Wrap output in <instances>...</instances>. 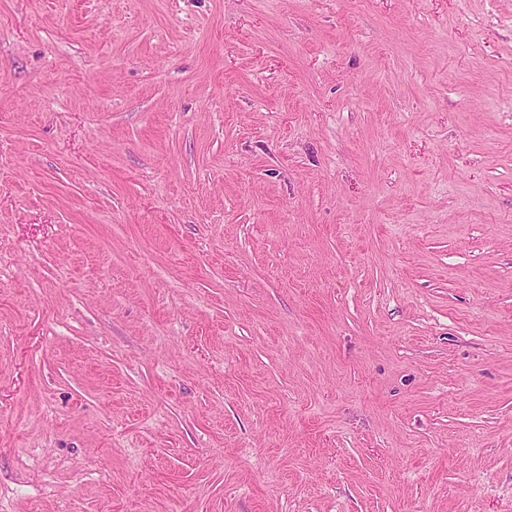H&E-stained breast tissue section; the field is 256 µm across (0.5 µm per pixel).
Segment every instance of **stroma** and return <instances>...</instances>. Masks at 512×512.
Segmentation results:
<instances>
[{
	"label": "stroma",
	"instance_id": "stroma-1",
	"mask_svg": "<svg viewBox=\"0 0 512 512\" xmlns=\"http://www.w3.org/2000/svg\"><path fill=\"white\" fill-rule=\"evenodd\" d=\"M0 512H512V0H0Z\"/></svg>",
	"mask_w": 512,
	"mask_h": 512
}]
</instances>
